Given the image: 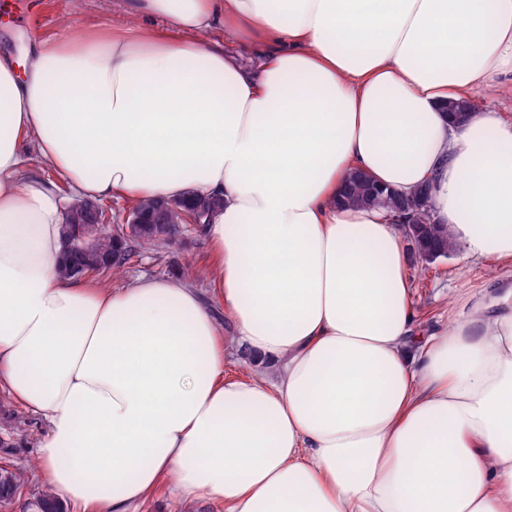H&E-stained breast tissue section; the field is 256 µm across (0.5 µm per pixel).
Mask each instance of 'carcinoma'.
Instances as JSON below:
<instances>
[{
    "label": "carcinoma",
    "mask_w": 512,
    "mask_h": 512,
    "mask_svg": "<svg viewBox=\"0 0 512 512\" xmlns=\"http://www.w3.org/2000/svg\"><path fill=\"white\" fill-rule=\"evenodd\" d=\"M346 201L351 205H369L396 213L401 204V197L388 193L377 186L370 178L359 174H351L347 178ZM219 207V202L211 199H200L184 206L165 199H143L137 203V208L146 211L156 220L139 229L134 242L139 249H152L162 244H170L183 231L184 227L196 220L206 223L211 214ZM418 236L417 249L424 250L426 246L442 251L446 258L456 249V244L449 236L448 228L431 221L430 211L420 213L417 218ZM120 235L106 221L101 220L94 235L85 243L80 244L72 256L65 258L61 273L72 276V266L79 264L84 269L83 278L100 281L111 273L118 272L125 265L124 254H133L132 248L126 253L113 254L114 242ZM25 487L23 473L16 469L0 467V503L4 505L15 502L22 495ZM39 512H65L63 503L44 490L38 500Z\"/></svg>",
    "instance_id": "cac0c4a2"
}]
</instances>
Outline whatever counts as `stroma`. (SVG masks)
<instances>
[{
  "label": "stroma",
  "instance_id": "obj_1",
  "mask_svg": "<svg viewBox=\"0 0 512 512\" xmlns=\"http://www.w3.org/2000/svg\"><path fill=\"white\" fill-rule=\"evenodd\" d=\"M93 24L101 28L139 26L151 35L155 24L136 22L124 11L121 0H0V55L15 61L25 59L32 42L59 36L71 29ZM213 255L202 228H185L175 244L157 247L107 277L106 287L119 288L140 276L162 277L186 283L210 300L216 321L224 330L226 376L245 377L273 373L271 364L251 358L239 345L234 328L224 318V308L213 299L206 276ZM407 276L413 286V303L422 333L445 321L448 313L467 314L468 302L491 288L512 286V266L500 268L468 260L463 250L433 264L409 258ZM46 432L43 419L22 407L6 390H0V466L26 469L28 483L23 495L7 512H37L35 501L43 489L38 470V442Z\"/></svg>",
  "mask_w": 512,
  "mask_h": 512
}]
</instances>
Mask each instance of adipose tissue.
<instances>
[{
  "instance_id": "1",
  "label": "adipose tissue",
  "mask_w": 512,
  "mask_h": 512,
  "mask_svg": "<svg viewBox=\"0 0 512 512\" xmlns=\"http://www.w3.org/2000/svg\"><path fill=\"white\" fill-rule=\"evenodd\" d=\"M173 34L81 29L0 57V383L47 425L45 487L136 512L166 480L224 512H512V289L415 339L391 215L359 171L431 187L465 256L512 264V122L451 101L512 85V0H125ZM258 68L210 48L216 23ZM123 196L221 206L208 273L272 376L225 378L197 291L59 273L65 213ZM373 190H378L379 192H374ZM345 199L351 205L377 206L386 209L394 215L401 204L400 196L386 192L369 177L364 178L359 174L348 176Z\"/></svg>"
}]
</instances>
